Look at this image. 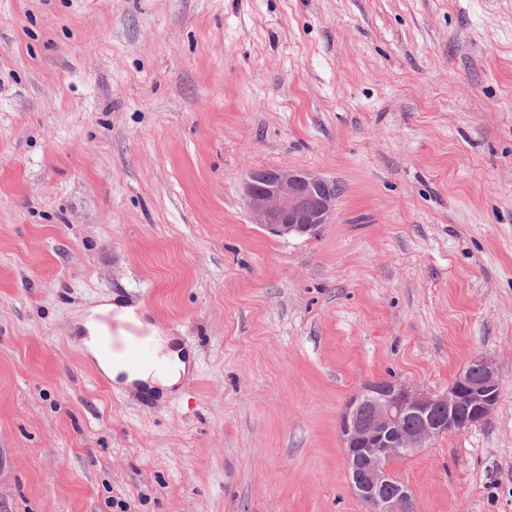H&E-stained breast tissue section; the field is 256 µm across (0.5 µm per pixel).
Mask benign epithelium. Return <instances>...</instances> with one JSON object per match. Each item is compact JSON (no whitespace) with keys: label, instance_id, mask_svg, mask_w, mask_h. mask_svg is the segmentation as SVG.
<instances>
[{"label":"benign epithelium","instance_id":"1","mask_svg":"<svg viewBox=\"0 0 512 512\" xmlns=\"http://www.w3.org/2000/svg\"><path fill=\"white\" fill-rule=\"evenodd\" d=\"M244 191L254 223L276 236H315L336 214V183L311 170L252 169ZM500 386L495 363L481 356L439 395L390 380L367 383L346 402L338 422L355 495L370 512H407L408 492L394 481L390 464L487 419Z\"/></svg>","mask_w":512,"mask_h":512}]
</instances>
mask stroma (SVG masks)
Wrapping results in <instances>:
<instances>
[{"instance_id": "35a3bbf8", "label": "stroma", "mask_w": 512, "mask_h": 512, "mask_svg": "<svg viewBox=\"0 0 512 512\" xmlns=\"http://www.w3.org/2000/svg\"><path fill=\"white\" fill-rule=\"evenodd\" d=\"M272 167L318 235L252 223ZM115 296L194 354L150 407L82 345ZM480 355L413 512H512V0H0V512H368L345 403ZM245 205L255 224L276 236H315L336 214V183L311 170L252 169Z\"/></svg>"}]
</instances>
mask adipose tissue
I'll use <instances>...</instances> for the list:
<instances>
[{"label":"adipose tissue","instance_id":"adipose-tissue-1","mask_svg":"<svg viewBox=\"0 0 512 512\" xmlns=\"http://www.w3.org/2000/svg\"><path fill=\"white\" fill-rule=\"evenodd\" d=\"M86 335L83 344L99 367L116 383L133 391L150 390L163 394L179 385L189 368V357L177 337L166 334L159 326L148 322L137 306L118 301L91 308L83 321ZM112 333L117 339L141 333L148 336L162 362L161 369H134L121 355L102 358L98 343L100 336Z\"/></svg>","mask_w":512,"mask_h":512}]
</instances>
